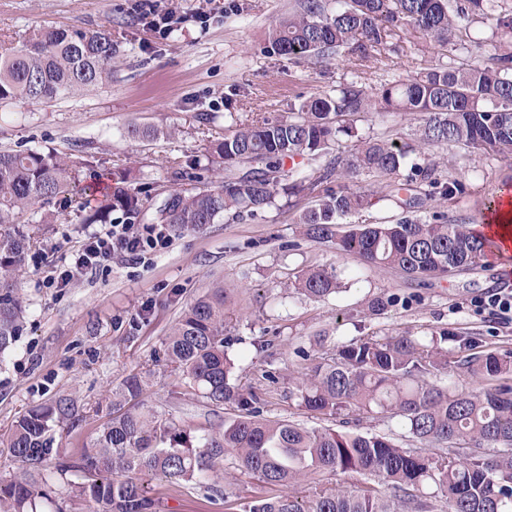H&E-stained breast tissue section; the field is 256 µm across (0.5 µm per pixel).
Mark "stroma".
<instances>
[{"instance_id": "35a3bbf8", "label": "stroma", "mask_w": 512, "mask_h": 512, "mask_svg": "<svg viewBox=\"0 0 512 512\" xmlns=\"http://www.w3.org/2000/svg\"><path fill=\"white\" fill-rule=\"evenodd\" d=\"M139 0H0V41L21 44L33 30H94L111 24L121 56L111 83L81 97L51 103L15 102L0 108V149H51L87 160L98 180L120 168L140 173L137 190L161 201L173 189L200 187L192 162H204L212 139L225 128L263 113H285L296 96L321 94L355 82L374 88L425 67L485 61L506 41L497 24L512 14V0H500L493 14L477 20L482 46L471 55L462 46L442 52L422 33L400 31L399 49L376 63L345 57L327 64H296L267 52L272 29L295 0H156L183 21L167 38L138 19ZM420 122L399 113L359 118L363 136L397 144L412 142ZM158 128L161 136L138 139L130 127ZM174 129L164 137V129ZM436 161L443 178L465 190L438 203V211L470 224L483 221L486 204L512 187V155H474L459 145H438L419 155ZM308 200L278 196L275 206L253 218H218L204 230L171 232L167 246L145 261L115 258L65 288L49 280L90 231L73 203L61 201L65 221L41 225L22 281L28 316L20 336L0 359V481L20 479L24 469L4 441L16 418L36 407L72 399L79 419L55 430L64 461L77 462L112 415L124 380L142 377L137 408L176 424L199 428L235 416L231 406L212 408L193 394L167 366L163 344L171 325L212 283H223L224 346L235 363L234 384L257 391L265 417L307 427L362 434H390L403 448L419 450L398 419L344 412L312 417L300 404L292 377L315 358L341 345L408 333L427 340L448 331L480 337L499 354H512V328L473 299L512 291V257L488 260L476 271L421 284L358 258L337 253L303 236L296 218ZM335 268L341 287L324 300L293 289L310 265ZM383 300L380 314L368 311ZM142 482L156 512H244L263 484L225 458L215 490L196 485L174 489L160 479Z\"/></svg>"}]
</instances>
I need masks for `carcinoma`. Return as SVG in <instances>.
<instances>
[{
    "mask_svg": "<svg viewBox=\"0 0 512 512\" xmlns=\"http://www.w3.org/2000/svg\"><path fill=\"white\" fill-rule=\"evenodd\" d=\"M495 2L336 0L330 9L328 0H296L272 32L271 48L291 60L326 63L343 53L364 61L390 49L389 40L409 27L444 49L456 45ZM119 53L110 24L93 32L39 30L21 47L0 52V103H48L89 93L112 80ZM381 112L421 115L414 143L399 147L382 137L358 135L356 118ZM344 137L357 138L358 147L336 156L334 164L318 166ZM441 144L461 145L474 154H512L511 49L481 63L434 61L376 89L352 82L332 95H302L286 116L239 123L208 146L209 163L224 173L219 185L172 190L155 216L174 231L201 230L226 213L236 220L253 216L283 191L315 199L297 220L309 240L412 280L451 277L482 266L493 240L441 211L420 215L428 202L450 200L465 189L460 181L437 177V164L416 162L426 147ZM297 157L305 168H286ZM244 163L250 164L246 171ZM79 165L53 151L0 150V355L18 340L27 314L20 276L34 236L13 222L15 215L37 205L35 223L55 224L61 216L51 210L54 200L76 189L84 224L110 223L114 212L132 222L149 210V199L131 188L133 170L111 173V185L101 195L96 182L78 186ZM361 175L391 179L387 196L404 213L398 222L342 228L344 218L380 201L375 192L354 187ZM416 181L428 190L418 191ZM293 288L309 299H326L338 289L336 269L307 268ZM226 302L219 283L197 298L171 327L164 354L207 404H231L237 416L197 437L152 415L112 411L74 466L81 479L79 496L90 512H155L140 475L157 476L173 487L202 485L218 478L228 452L238 469L258 476L266 488L246 512H430L437 507L512 512L511 361L480 348L473 336L448 333L443 339L458 343L463 352L456 366L482 383L475 390H451L430 381L448 368V351L401 335L344 345L338 355L316 361L294 378L301 404L316 415L334 417L345 410L399 419L429 447L412 452L385 435L262 417L260 397L230 383L234 364L224 350ZM76 417L72 401L18 417L7 448L28 477L0 482V512H43L54 471L69 470L63 462L53 470L47 466L53 453L50 423ZM323 472L370 475L377 483L328 488L316 481ZM302 482L308 483L303 499L284 492Z\"/></svg>",
    "mask_w": 512,
    "mask_h": 512,
    "instance_id": "1",
    "label": "carcinoma"
}]
</instances>
